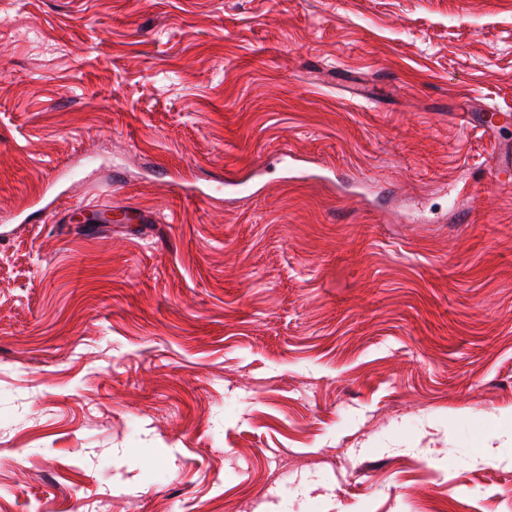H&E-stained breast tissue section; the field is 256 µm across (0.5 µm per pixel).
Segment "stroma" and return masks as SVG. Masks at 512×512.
<instances>
[{
	"mask_svg": "<svg viewBox=\"0 0 512 512\" xmlns=\"http://www.w3.org/2000/svg\"><path fill=\"white\" fill-rule=\"evenodd\" d=\"M493 108L512 0H0V512H503ZM504 439V440H503ZM512 439V416L503 415L497 419L494 429L488 434L485 439V458L488 460L501 461L505 459L503 449ZM494 441H501L497 448H493Z\"/></svg>",
	"mask_w": 512,
	"mask_h": 512,
	"instance_id": "35a3bbf8",
	"label": "stroma"
}]
</instances>
